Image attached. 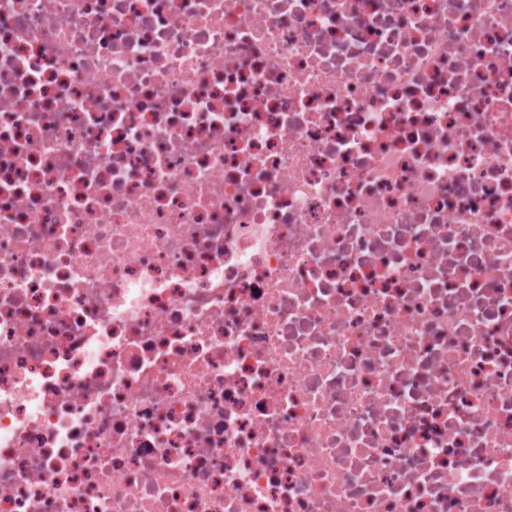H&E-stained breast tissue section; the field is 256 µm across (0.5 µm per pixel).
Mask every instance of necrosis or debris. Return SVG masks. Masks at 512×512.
Instances as JSON below:
<instances>
[{
    "label": "necrosis or debris",
    "instance_id": "necrosis-or-debris-1",
    "mask_svg": "<svg viewBox=\"0 0 512 512\" xmlns=\"http://www.w3.org/2000/svg\"><path fill=\"white\" fill-rule=\"evenodd\" d=\"M0 512H512V0H0Z\"/></svg>",
    "mask_w": 512,
    "mask_h": 512
}]
</instances>
